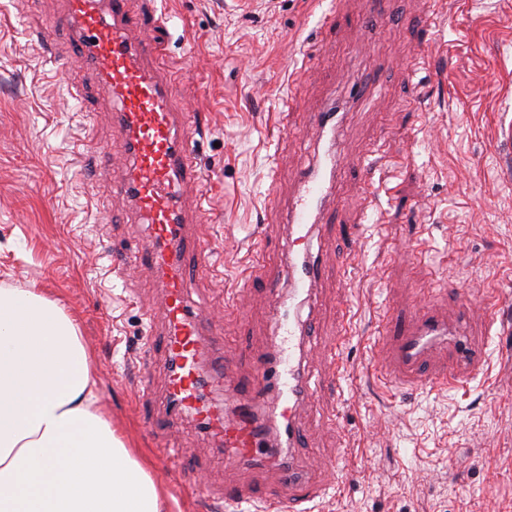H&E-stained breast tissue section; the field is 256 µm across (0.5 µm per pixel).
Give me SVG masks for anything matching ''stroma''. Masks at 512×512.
Instances as JSON below:
<instances>
[{
	"instance_id": "1",
	"label": "stroma",
	"mask_w": 512,
	"mask_h": 512,
	"mask_svg": "<svg viewBox=\"0 0 512 512\" xmlns=\"http://www.w3.org/2000/svg\"><path fill=\"white\" fill-rule=\"evenodd\" d=\"M155 3L168 22L139 31L161 44L159 63L185 109L202 118L195 152L200 240L222 242L207 273L190 285L221 326L241 371L273 343L271 294L234 283L257 239L279 268L285 219L299 174L317 143L308 115L326 105L342 115L331 144L343 166L326 197L331 224L316 229L326 260L302 318L314 327L300 371L310 381L295 419L310 440L263 464L225 459L215 440L166 405L165 357L146 348L143 310L158 302L154 271L139 257L144 225L123 214L98 180L88 138L119 159L104 101L82 108L69 81L66 32L54 31L56 64L39 35L63 0H0V287L36 288L73 318L90 350L98 403L129 448L149 460L169 512H232L225 486L261 484L287 498L280 469L326 483L310 512H512V179L500 169L496 129L512 121V0H335L320 50L319 0H134ZM380 86L381 101L360 107L352 85ZM297 107L281 119L282 97ZM377 148L385 188L366 205L356 159ZM122 214V223L103 211ZM350 264H337L339 256ZM502 292L490 304V290ZM232 311H225V300ZM430 306L449 321L489 329L487 356L460 391L391 390L372 347L381 318L406 319ZM350 333L337 342L342 320ZM339 346L340 387L323 349ZM154 374L150 402L133 383ZM181 465L162 475L161 444ZM206 480L217 501L193 492Z\"/></svg>"
}]
</instances>
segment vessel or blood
I'll list each match as a JSON object with an SVG mask.
<instances>
[{
    "label": "vessel or blood",
    "mask_w": 512,
    "mask_h": 512,
    "mask_svg": "<svg viewBox=\"0 0 512 512\" xmlns=\"http://www.w3.org/2000/svg\"><path fill=\"white\" fill-rule=\"evenodd\" d=\"M130 0H66L55 24L77 44L81 68L93 72L106 86L112 104V123L121 133L123 164L110 182L114 197L126 201L139 223L150 230L145 259L158 276L162 297L157 308L144 313L148 322H161L166 360V397L174 413L190 417L214 436L225 457L258 463L267 459V431L276 424L288 429L290 446L300 447L301 434L293 426L304 399V381L293 368L286 343L295 335L310 336L311 325L287 328V309L276 305L271 315L274 345L263 363L240 376L233 355L224 348L219 325L205 320L188 298L192 277L208 267L219 242L202 243L192 237L200 213L184 203L186 189L200 186L192 120L174 99L167 76L158 64L161 48L134 41L137 30L155 27L154 10H131ZM338 162L327 158L309 170L302 192L288 218V248L281 264L290 281V296L309 295L321 273L311 253L312 230L324 223L322 203ZM251 279L265 280L271 294L278 281L267 274L262 251L249 254ZM447 318L431 307L418 309L400 331L382 320L375 347L380 375L412 390L465 387V369H477L481 355L452 341ZM279 388L275 406L265 421L254 409L263 406L267 386ZM287 500L262 487L226 488L228 502H259L266 512H307L309 503L323 496L321 484L289 478Z\"/></svg>",
    "instance_id": "obj_1"
}]
</instances>
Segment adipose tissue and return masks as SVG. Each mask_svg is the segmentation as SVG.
Instances as JSON below:
<instances>
[{
	"instance_id": "adipose-tissue-1",
	"label": "adipose tissue",
	"mask_w": 512,
	"mask_h": 512,
	"mask_svg": "<svg viewBox=\"0 0 512 512\" xmlns=\"http://www.w3.org/2000/svg\"><path fill=\"white\" fill-rule=\"evenodd\" d=\"M0 512H164V492L97 404L75 321L0 287Z\"/></svg>"
}]
</instances>
